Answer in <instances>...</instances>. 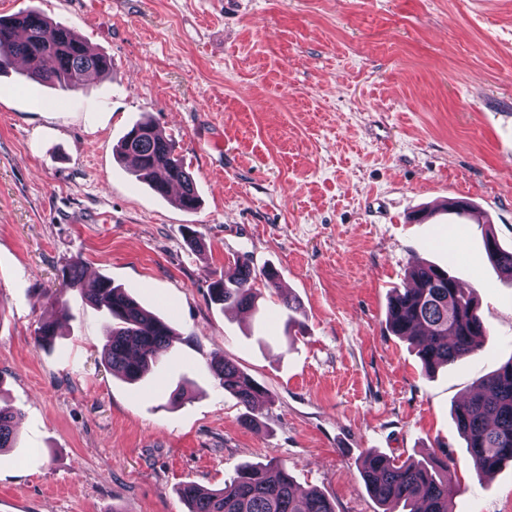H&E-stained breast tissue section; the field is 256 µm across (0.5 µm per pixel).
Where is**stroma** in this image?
Instances as JSON below:
<instances>
[{"mask_svg":"<svg viewBox=\"0 0 512 512\" xmlns=\"http://www.w3.org/2000/svg\"><path fill=\"white\" fill-rule=\"evenodd\" d=\"M5 3L72 27L112 72L74 91L0 73V403L19 412L0 512H187L180 485L272 460L336 512H381L370 450L447 459L453 512H512V463L477 476L452 417L512 360V279L485 248L490 232L512 248V0ZM144 118L197 210L116 157ZM75 260L176 330L160 372L107 370L103 312L61 280ZM240 261L282 287L244 314L207 295ZM418 261L474 287L489 331L431 378L385 323ZM217 350L270 394L253 427L207 369Z\"/></svg>","mask_w":512,"mask_h":512,"instance_id":"35a3bbf8","label":"stroma"}]
</instances>
